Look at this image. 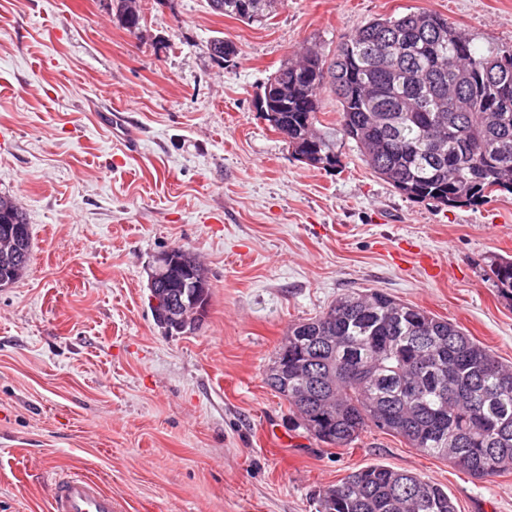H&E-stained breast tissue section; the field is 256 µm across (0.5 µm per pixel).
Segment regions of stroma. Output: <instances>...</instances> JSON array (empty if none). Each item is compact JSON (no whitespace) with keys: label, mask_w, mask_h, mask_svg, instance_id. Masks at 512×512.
Here are the masks:
<instances>
[{"label":"stroma","mask_w":512,"mask_h":512,"mask_svg":"<svg viewBox=\"0 0 512 512\" xmlns=\"http://www.w3.org/2000/svg\"><path fill=\"white\" fill-rule=\"evenodd\" d=\"M139 5L132 33L113 0H0V193L32 231L25 275L0 288V512H49L74 473L121 512H318L319 490L373 464L444 487L457 512H512V471L477 481L375 429L326 446L265 383L290 325L369 289L512 364L491 273L512 256V195L411 200L342 137L339 166H309L258 110L284 59L334 53L374 18L431 10L512 51V0H285L249 24L207 0ZM175 247L211 281L191 334L150 307Z\"/></svg>","instance_id":"obj_1"}]
</instances>
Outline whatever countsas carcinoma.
Listing matches in <instances>:
<instances>
[{
	"label": "carcinoma",
	"instance_id": "obj_1",
	"mask_svg": "<svg viewBox=\"0 0 512 512\" xmlns=\"http://www.w3.org/2000/svg\"><path fill=\"white\" fill-rule=\"evenodd\" d=\"M277 0H209L227 17L266 20ZM122 26L140 28L138 0H116ZM213 58L235 46L216 37ZM503 52L478 50L448 20L410 11L367 22L333 56L307 49L272 74L288 97L270 96L267 120L288 130L292 153L317 140L321 97L340 103L343 135L367 166L411 199L478 205L512 194V65L488 68ZM0 195V224H25ZM499 295L512 302V258L491 264ZM297 423L321 443L349 448L374 427L477 480L512 470V366L450 320L372 290L350 291L330 309L288 328L265 373ZM320 512H456L448 490L374 464L319 492Z\"/></svg>",
	"mask_w": 512,
	"mask_h": 512
}]
</instances>
